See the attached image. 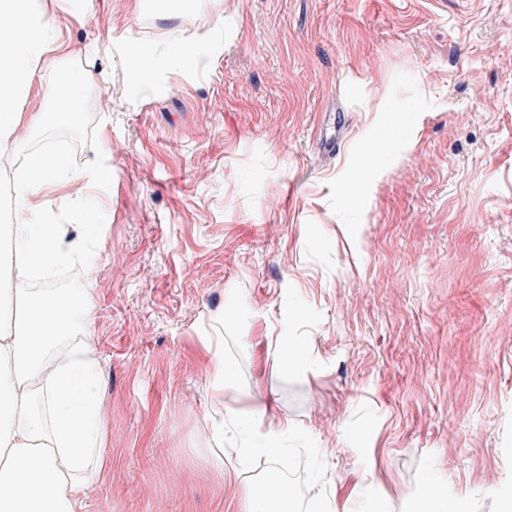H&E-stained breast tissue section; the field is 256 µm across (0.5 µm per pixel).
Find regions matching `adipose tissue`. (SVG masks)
Wrapping results in <instances>:
<instances>
[{
	"label": "adipose tissue",
	"instance_id": "obj_1",
	"mask_svg": "<svg viewBox=\"0 0 512 512\" xmlns=\"http://www.w3.org/2000/svg\"><path fill=\"white\" fill-rule=\"evenodd\" d=\"M63 3L0 0V156L24 158L12 180L7 255L0 259V512H77L110 459L87 296L47 284L54 271L84 259L87 239L99 228V209L91 204L83 211L85 232L78 235L44 201L53 189H91L108 181L110 172L99 161V144L78 171L54 154L28 148L34 132L54 118L32 96L36 76L75 55L47 22ZM201 7L215 18L209 39L222 41L224 0L125 3L129 14L158 18ZM199 61V43L183 30L159 41L126 35L121 89L150 88L163 72H189ZM232 420L249 445L225 453L224 427L216 425L208 440L216 465L229 458L243 468L255 450L269 459L260 483L243 490L244 512H289L295 491L279 446L286 423L264 407L234 413Z\"/></svg>",
	"mask_w": 512,
	"mask_h": 512
}]
</instances>
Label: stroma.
Here are the masks:
<instances>
[{"mask_svg": "<svg viewBox=\"0 0 512 512\" xmlns=\"http://www.w3.org/2000/svg\"><path fill=\"white\" fill-rule=\"evenodd\" d=\"M80 0L52 25L98 82L36 132L74 169L106 137L89 330L112 466L80 512H242L269 462L217 471L207 338L235 410L270 403L295 512H462L512 491V0H225L224 41L119 97L123 36L168 22ZM339 141L322 154L326 138ZM386 149L378 169L368 148ZM355 186V203L343 195ZM296 336L295 370L274 340ZM423 496L429 505L428 512H456L452 506L448 505L447 492L442 485L434 479H427L422 484Z\"/></svg>", "mask_w": 512, "mask_h": 512, "instance_id": "obj_1", "label": "stroma"}]
</instances>
